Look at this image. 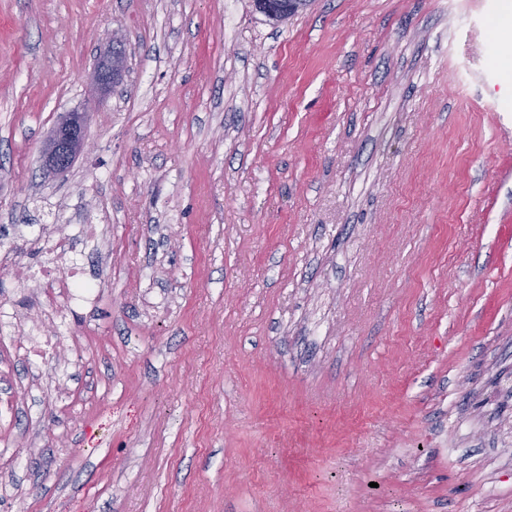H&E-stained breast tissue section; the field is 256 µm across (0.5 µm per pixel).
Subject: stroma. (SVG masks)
<instances>
[{"label":"stroma","mask_w":512,"mask_h":512,"mask_svg":"<svg viewBox=\"0 0 512 512\" xmlns=\"http://www.w3.org/2000/svg\"><path fill=\"white\" fill-rule=\"evenodd\" d=\"M504 2L0 0V512H512ZM42 224L101 283L52 320ZM127 67L126 53L113 45L100 56L94 67L92 80L96 89L106 92L121 79ZM90 112L73 111L56 123L41 148V160L48 174L63 175L87 146Z\"/></svg>","instance_id":"1"}]
</instances>
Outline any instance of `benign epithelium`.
Segmentation results:
<instances>
[{"label": "benign epithelium", "mask_w": 512, "mask_h": 512, "mask_svg": "<svg viewBox=\"0 0 512 512\" xmlns=\"http://www.w3.org/2000/svg\"><path fill=\"white\" fill-rule=\"evenodd\" d=\"M127 67L126 53L114 46L100 56L94 67L92 80L96 89L108 91L121 79ZM90 113L73 111L56 123L51 135L41 148V160L48 174L63 175L87 146Z\"/></svg>", "instance_id": "obj_1"}]
</instances>
